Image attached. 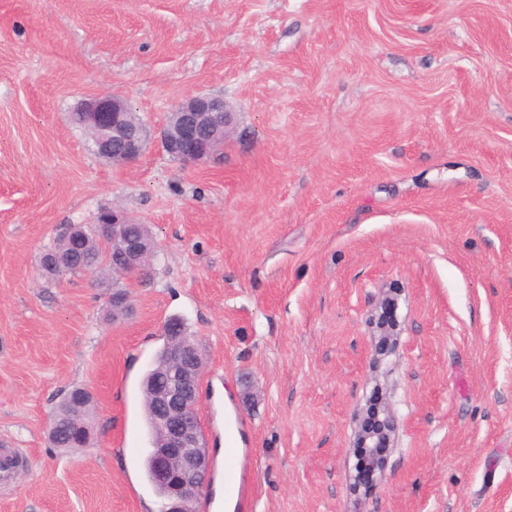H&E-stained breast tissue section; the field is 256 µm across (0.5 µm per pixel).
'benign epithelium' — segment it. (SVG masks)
<instances>
[{
    "instance_id": "7a95c632",
    "label": "benign epithelium",
    "mask_w": 512,
    "mask_h": 512,
    "mask_svg": "<svg viewBox=\"0 0 512 512\" xmlns=\"http://www.w3.org/2000/svg\"><path fill=\"white\" fill-rule=\"evenodd\" d=\"M91 132L96 154L117 166H130L144 152L148 132L127 103L110 95L83 99L76 108ZM230 109L224 99L209 94H191L171 109L166 125L160 130L163 151L183 164H195L224 148L225 127ZM128 220L116 207L102 212L96 233L101 248L100 264L112 266L120 276L149 271L151 252L142 240L122 234ZM112 318L131 310L130 295L115 291L110 299ZM398 299L385 295L381 313L371 320L383 336L394 335L393 311ZM167 354L161 365L171 380L152 394L153 412L161 439L152 451V476L166 495V512H193L192 507L206 490L209 459L197 412V396L203 373V357L196 340L179 332L171 323L162 330ZM397 427L392 406L373 413L371 422L361 428L358 447L363 449V464L378 468V449L389 445Z\"/></svg>"
}]
</instances>
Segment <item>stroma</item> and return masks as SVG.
Wrapping results in <instances>:
<instances>
[{
    "instance_id": "obj_1",
    "label": "stroma",
    "mask_w": 512,
    "mask_h": 512,
    "mask_svg": "<svg viewBox=\"0 0 512 512\" xmlns=\"http://www.w3.org/2000/svg\"><path fill=\"white\" fill-rule=\"evenodd\" d=\"M197 92L234 122L195 165H112L69 120L117 94L153 133ZM115 207L150 280L43 275ZM172 317L214 462L233 395L247 512H512V0H0V512H163L142 379ZM77 387L92 443L53 447ZM375 395L398 428L357 491ZM398 307V299L392 293L385 295L380 302L381 313L378 318L371 314V319L375 326L380 330L381 336H393L396 320L393 317V311Z\"/></svg>"
}]
</instances>
